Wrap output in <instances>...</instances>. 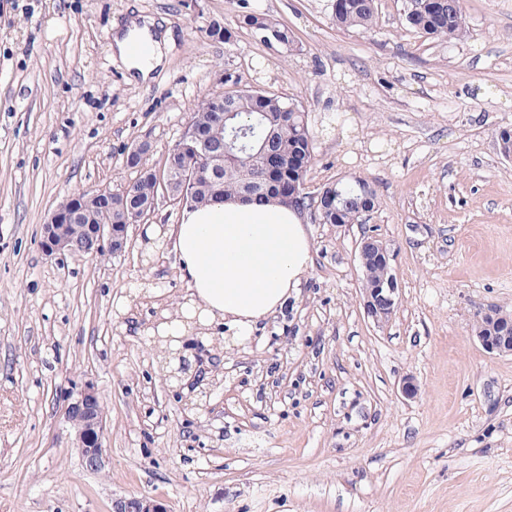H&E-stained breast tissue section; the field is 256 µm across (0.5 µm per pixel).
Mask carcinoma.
<instances>
[{
	"label": "carcinoma",
	"mask_w": 512,
	"mask_h": 512,
	"mask_svg": "<svg viewBox=\"0 0 512 512\" xmlns=\"http://www.w3.org/2000/svg\"><path fill=\"white\" fill-rule=\"evenodd\" d=\"M241 8V26L264 34L271 45H294L287 27L252 9L247 0H241ZM404 17L408 27L429 38L461 40L468 33L463 0H404ZM332 19L339 29L370 31L377 25L375 0H342ZM206 34L224 43L235 38L233 28L216 20L210 22ZM235 134L251 152V160L228 147ZM264 150L277 153L281 159L280 169L270 177L259 166L258 154ZM313 153L302 106L261 89H240L231 96L214 94L198 104L187 134L176 148L168 150L163 164L168 182L160 185L152 168L140 173L127 193L112 195V223L125 224L134 209L153 210L160 199L173 201L181 196L183 175L189 169L205 172L186 202L190 207L236 200L243 194L249 202H276L301 213L316 202L305 187ZM366 186L368 183L360 180L343 185L338 208L341 216H336L338 209L332 207L319 212V220L324 224H350L359 206L375 208L376 195L363 199L362 188ZM361 269L365 288L386 275L385 269L374 263Z\"/></svg>",
	"instance_id": "1"
}]
</instances>
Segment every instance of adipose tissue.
Returning a JSON list of instances; mask_svg holds the SVG:
<instances>
[{"mask_svg": "<svg viewBox=\"0 0 512 512\" xmlns=\"http://www.w3.org/2000/svg\"><path fill=\"white\" fill-rule=\"evenodd\" d=\"M148 44L147 57L129 52ZM166 38L151 27L115 32L113 50L134 76L148 79L163 60ZM169 237L187 284L181 318L160 323L162 336H183L184 318L224 323L237 339L250 337L258 320L284 305L312 265V246L296 211L272 202L234 200L184 210Z\"/></svg>", "mask_w": 512, "mask_h": 512, "instance_id": "1", "label": "adipose tissue"}]
</instances>
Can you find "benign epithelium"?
<instances>
[{
	"instance_id": "1",
	"label": "benign epithelium",
	"mask_w": 512,
	"mask_h": 512,
	"mask_svg": "<svg viewBox=\"0 0 512 512\" xmlns=\"http://www.w3.org/2000/svg\"><path fill=\"white\" fill-rule=\"evenodd\" d=\"M112 191L102 190L93 195L78 194L56 209L47 224L43 225V247L50 255H90L100 252L112 254L123 251L129 225L114 224L107 217L100 224H91L88 236L78 234V224L92 211L102 195ZM371 256L385 266L388 276L373 287L365 289L364 309L374 323L389 320L397 304L399 291L395 274L391 270L390 254L376 238L363 239L359 247L360 259ZM477 322L487 331L477 335L481 345L490 353H512V317L492 310L477 315ZM102 400L95 387L87 385L71 397L64 411L65 420L75 430L76 445L84 463L92 471L104 467V413ZM112 512H168L160 501L149 497L120 498L113 501Z\"/></svg>"
}]
</instances>
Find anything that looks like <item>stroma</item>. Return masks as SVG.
<instances>
[{
    "label": "stroma",
    "instance_id": "1",
    "mask_svg": "<svg viewBox=\"0 0 512 512\" xmlns=\"http://www.w3.org/2000/svg\"><path fill=\"white\" fill-rule=\"evenodd\" d=\"M292 32L270 47L238 0H0V512H111L122 496L168 512H512V353L486 351L478 313L512 315V0H463L469 33L429 39L404 0L370 32L334 0H251ZM167 31L147 82L112 32ZM217 20L234 42L210 39ZM301 104L310 192L367 181L359 224L302 214L313 262L250 339L211 326L183 354L216 381L206 405L167 380L153 326L186 295L161 235L131 225L106 258L50 256L43 226L69 197L135 181L126 154L168 146L226 80ZM389 250L392 318L363 308L359 245ZM418 391L402 393L406 379ZM93 385L105 466L87 470L62 409Z\"/></svg>",
    "mask_w": 512,
    "mask_h": 512
}]
</instances>
